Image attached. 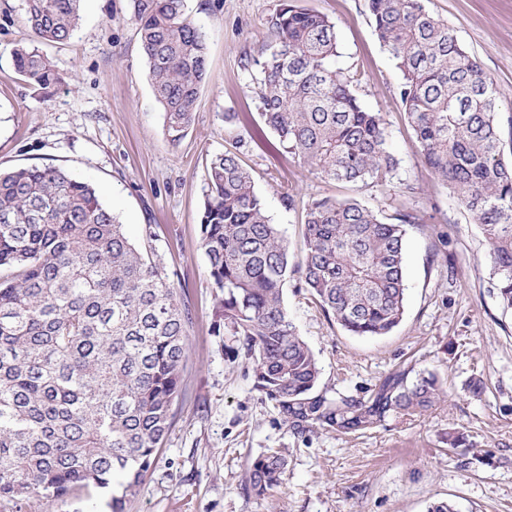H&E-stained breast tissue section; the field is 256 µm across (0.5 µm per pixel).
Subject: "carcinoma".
I'll return each mask as SVG.
<instances>
[{"mask_svg":"<svg viewBox=\"0 0 512 512\" xmlns=\"http://www.w3.org/2000/svg\"><path fill=\"white\" fill-rule=\"evenodd\" d=\"M29 40L14 66L46 90L63 76L36 47L75 35L82 0H24ZM131 20L165 135L192 125L207 77V34L186 0H129ZM374 31L402 75L399 96L425 165L476 218L503 309L512 311V162L501 93L478 59L425 0H368ZM258 70L260 117L281 148L323 177L385 188L396 159L380 113L336 69L335 23L280 0ZM382 222L353 198L305 206L304 249L292 261L251 173L237 154L207 166L201 243L216 290L215 334L231 341L254 389L295 433L344 432L390 414L422 413L440 397L434 376L385 379L368 398L316 392L318 361L288 316L283 287H299L354 336H386L405 313L406 225ZM189 309L163 266L126 235L96 187L62 168L0 172V501L111 493L126 512L153 466L182 392ZM287 470L275 451L251 460L245 490L258 497Z\"/></svg>","mask_w":512,"mask_h":512,"instance_id":"cac0c4a2","label":"carcinoma"}]
</instances>
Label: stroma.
I'll use <instances>...</instances> for the list:
<instances>
[{
	"label": "stroma",
	"mask_w": 512,
	"mask_h": 512,
	"mask_svg": "<svg viewBox=\"0 0 512 512\" xmlns=\"http://www.w3.org/2000/svg\"><path fill=\"white\" fill-rule=\"evenodd\" d=\"M278 0H187L209 35L208 72L188 135L166 139L128 0H82L70 42L41 45L62 83L35 93L12 51L26 38L23 0H0V170L67 169L94 183L133 242L153 225L154 258L187 305L183 392L158 457L128 512H428L439 500L457 512H512V312L503 311L475 217L424 164L400 102V73L374 33L367 0H301L336 25L337 68L357 73L362 103L379 112L397 167L387 188L324 179L282 152L258 114L257 73L246 68L270 39ZM500 90L512 116V0H427ZM237 151L269 216L303 248V206L354 198L407 228L406 311L387 336L345 332L295 281L284 302L321 368L319 392L366 397L391 373L435 375L446 392L421 415H391L363 434L310 426L292 433L254 389L244 361L214 335L217 299L201 246L200 217L210 157ZM414 188L402 195L404 185ZM295 194L285 206L283 192ZM448 258L440 268L434 254ZM478 381L481 394L467 385ZM466 435L451 448L449 430ZM275 448L284 483L262 498L244 489L246 465ZM0 512H110L105 499L0 503Z\"/></svg>",
	"instance_id": "stroma-1"
}]
</instances>
